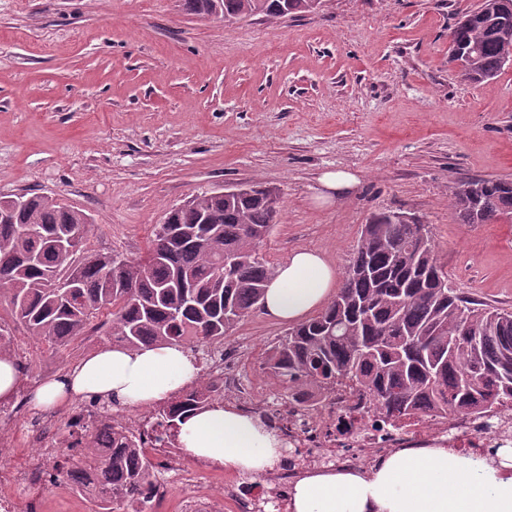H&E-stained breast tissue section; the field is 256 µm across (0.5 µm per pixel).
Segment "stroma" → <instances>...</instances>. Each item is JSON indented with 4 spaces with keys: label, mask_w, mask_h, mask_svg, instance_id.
Listing matches in <instances>:
<instances>
[{
    "label": "stroma",
    "mask_w": 512,
    "mask_h": 512,
    "mask_svg": "<svg viewBox=\"0 0 512 512\" xmlns=\"http://www.w3.org/2000/svg\"><path fill=\"white\" fill-rule=\"evenodd\" d=\"M478 0H322L234 24L181 0H0V197L43 194L90 215L87 247L144 253L168 208L254 182L278 190L260 252L319 250L344 274L364 224H428L452 288L512 310V222L455 218L468 178L512 180V67L484 83L448 61V29ZM353 191L316 201L324 172ZM287 330L263 310L225 341L252 368ZM27 357L29 389L107 343Z\"/></svg>",
    "instance_id": "obj_1"
}]
</instances>
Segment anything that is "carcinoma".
<instances>
[{"instance_id":"carcinoma-1","label":"carcinoma","mask_w":512,"mask_h":512,"mask_svg":"<svg viewBox=\"0 0 512 512\" xmlns=\"http://www.w3.org/2000/svg\"><path fill=\"white\" fill-rule=\"evenodd\" d=\"M194 15L237 22L275 20L318 9L320 0H184ZM512 0H479L454 23L449 57L462 79L490 80L512 62ZM461 224L512 220V181L467 179L451 188ZM0 219V358L6 336L22 329L60 353L91 328L112 344L189 345L199 361L262 304L277 273L259 251L284 208L279 193L252 185L202 192L172 207L147 252L126 258L90 251V216L49 196H22ZM262 370L287 400L302 389L322 395L351 384L378 418L428 409L494 414L512 402V311L458 295L435 255L428 225L402 212L373 215L331 301L290 328L266 352ZM203 407L179 394L160 426L179 436L186 413ZM107 457L95 436L62 429L81 447L55 473L100 471L110 512L144 507L141 487L155 478L148 459L121 433Z\"/></svg>"}]
</instances>
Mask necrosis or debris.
I'll return each mask as SVG.
<instances>
[{
  "label": "necrosis or debris",
  "instance_id": "necrosis-or-debris-1",
  "mask_svg": "<svg viewBox=\"0 0 512 512\" xmlns=\"http://www.w3.org/2000/svg\"><path fill=\"white\" fill-rule=\"evenodd\" d=\"M214 380L226 404L259 416L279 435L284 451L271 476L278 486L293 483L311 468L361 467L368 459L403 448H453L477 458L512 453V407L484 419L423 410L403 421L383 420L370 415L362 393L344 385L329 391L317 405L308 395L275 404L265 386L252 378L249 360L238 347L225 348ZM157 421V409L147 407L109 419L87 409L70 423L77 432L93 433L98 446L107 451L112 448L113 426H121L140 451L155 457L158 477L142 494L152 512H213L195 498L175 500L174 491L184 484L213 481L220 475L218 468L186 464L177 439L160 438ZM54 489L48 463L0 462V512H16L20 491L27 494V512H43Z\"/></svg>",
  "mask_w": 512,
  "mask_h": 512
}]
</instances>
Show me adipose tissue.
<instances>
[{"instance_id": "obj_1", "label": "adipose tissue", "mask_w": 512, "mask_h": 512, "mask_svg": "<svg viewBox=\"0 0 512 512\" xmlns=\"http://www.w3.org/2000/svg\"><path fill=\"white\" fill-rule=\"evenodd\" d=\"M336 270L316 250L298 249L281 264L265 295L267 317L298 322L323 307ZM198 370L181 345L132 351L102 345L61 377L43 384L37 404L56 406L79 395L120 405L167 401ZM180 445L188 457L248 475H262L280 458L279 443L262 421L223 405L189 415ZM290 512H512V471L445 448H410L369 470L320 468L290 491Z\"/></svg>"}]
</instances>
